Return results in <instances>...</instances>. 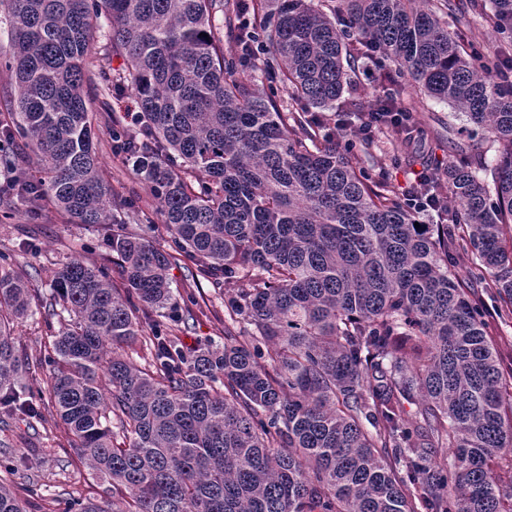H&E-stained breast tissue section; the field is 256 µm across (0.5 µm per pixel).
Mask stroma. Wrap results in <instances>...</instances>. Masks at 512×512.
<instances>
[{
	"mask_svg": "<svg viewBox=\"0 0 512 512\" xmlns=\"http://www.w3.org/2000/svg\"><path fill=\"white\" fill-rule=\"evenodd\" d=\"M414 119L426 138L415 146L420 163H396V140L390 131L375 137L376 145L370 152L354 151L356 166L381 176L395 191L408 188L422 170V161L447 162L450 141L468 142V122L465 115L447 104L426 101L423 109L415 112ZM95 144L101 166L100 176L113 198L120 203L133 202L140 213L131 220V227L145 232L159 243L168 236L157 204L136 179L130 165L124 164L112 152L110 129L104 122L95 125ZM34 239L38 256L18 251L20 239ZM0 251L14 255L20 272L36 270L34 286L38 297L51 293V280L55 270L64 262L77 258L96 265H111L112 255L102 243L99 229L76 223L68 215L53 208H45L41 219L29 220L25 212H18L7 222H0ZM475 292L485 311L488 330L494 339L504 368L512 367V308L505 306L496 295L483 286ZM197 304L194 318L182 339L186 346L198 343L223 345L224 301L219 291L209 282H202L195 290ZM56 327L47 325L42 310L20 319L15 324L16 346L20 353L31 354L51 347ZM13 455L38 458L40 469L32 473L25 469L13 472L11 479L18 491L29 502L31 512H62L67 492L77 490L100 501L111 499L112 487L95 477L86 467L73 466L75 457L72 439L61 424L55 410H48L28 437L16 442Z\"/></svg>",
	"mask_w": 512,
	"mask_h": 512,
	"instance_id": "obj_1",
	"label": "stroma"
}]
</instances>
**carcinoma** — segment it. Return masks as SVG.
I'll return each mask as SVG.
<instances>
[{
    "label": "carcinoma",
    "instance_id": "cac0c4a2",
    "mask_svg": "<svg viewBox=\"0 0 512 512\" xmlns=\"http://www.w3.org/2000/svg\"><path fill=\"white\" fill-rule=\"evenodd\" d=\"M17 95L0 121V220L49 198L95 225L118 259H73L41 302L60 319L49 403L112 503L64 512H512V371L505 372L464 251L512 306V74L462 42L479 19L512 35V0H0ZM108 21L118 76L89 70ZM257 30L252 62L221 27ZM376 52L407 77L383 112L438 100L496 146L492 182L463 143L447 223L353 166L326 113L361 117L355 68ZM131 89L141 124L115 153L157 201L170 245L117 223L98 175L85 88ZM34 146L38 173L9 146ZM224 288V346H179L158 313L175 255ZM28 278L0 252V431L43 418L15 321ZM420 402V419L403 403ZM445 449L438 454V449ZM0 512H29L0 478Z\"/></svg>",
    "mask_w": 512,
    "mask_h": 512
}]
</instances>
